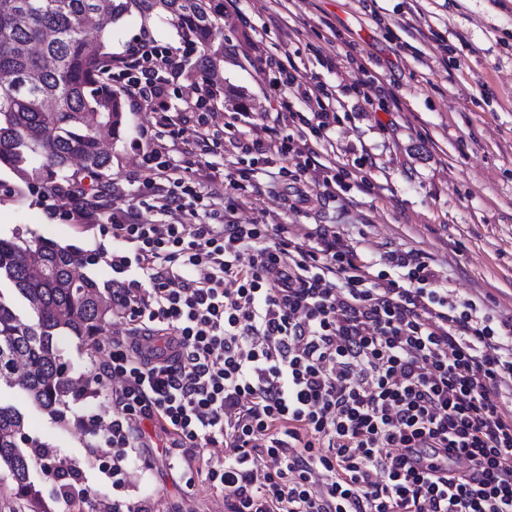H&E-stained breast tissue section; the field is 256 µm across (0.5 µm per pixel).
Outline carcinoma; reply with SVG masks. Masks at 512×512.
I'll list each match as a JSON object with an SVG mask.
<instances>
[{
	"label": "carcinoma",
	"instance_id": "cac0c4a2",
	"mask_svg": "<svg viewBox=\"0 0 512 512\" xmlns=\"http://www.w3.org/2000/svg\"><path fill=\"white\" fill-rule=\"evenodd\" d=\"M136 15L165 20L179 40L200 49L188 78L201 103L224 102V0H0V169L21 183L59 188L75 160L100 180L112 168L102 148L124 122L121 93L104 81L112 69L107 27ZM96 36L89 37L90 32ZM96 258L74 246L18 233L0 236V390L21 394L51 423L65 421L70 400L97 383L68 363L64 344L84 345L112 320V287L84 272ZM29 416L0 400V467L12 486L9 512H48L33 475L53 455L50 443L17 437Z\"/></svg>",
	"mask_w": 512,
	"mask_h": 512
}]
</instances>
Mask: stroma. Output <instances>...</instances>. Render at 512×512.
I'll return each mask as SVG.
<instances>
[{
    "label": "stroma",
    "mask_w": 512,
    "mask_h": 512,
    "mask_svg": "<svg viewBox=\"0 0 512 512\" xmlns=\"http://www.w3.org/2000/svg\"><path fill=\"white\" fill-rule=\"evenodd\" d=\"M223 35L224 81L243 91L247 115L219 105L200 111L184 77L168 82L167 101L183 113L185 137L205 127L218 176L253 168L257 188L228 186L215 198L202 184L199 197L184 198L178 223L332 224L373 257L421 251L447 273L449 289L489 297L512 318V0H235ZM143 37L173 50L178 63L198 55L166 21L134 15L113 25L112 51ZM292 74L322 82L337 99L322 157L349 171L351 190L336 201L313 186L308 204L293 205L281 181L265 175V160L244 149L251 128L269 127L265 140L275 142L276 112L303 110ZM153 124L148 108L126 110L96 208L75 217L68 202L25 187L17 199L0 195V234L18 228L95 253L113 209L161 221L141 166ZM111 393L105 381L74 402L56 440L69 463L89 472L99 506L144 500L151 512H224L223 497L203 478L187 484L160 448L113 486L111 457L88 446Z\"/></svg>",
    "instance_id": "stroma-1"
}]
</instances>
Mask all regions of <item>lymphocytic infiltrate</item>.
Instances as JSON below:
<instances>
[{
    "mask_svg": "<svg viewBox=\"0 0 512 512\" xmlns=\"http://www.w3.org/2000/svg\"><path fill=\"white\" fill-rule=\"evenodd\" d=\"M173 66L144 39L119 69L130 105L176 141L158 76ZM296 88L306 109L276 115L278 173L335 197L348 173L317 148L330 94ZM169 152L141 159L163 214L215 179L200 167L187 181ZM102 233L123 325L96 367L113 383V476L145 459L148 422L169 467L203 476L224 512H512V323L450 291L420 252L373 258L328 224H152L129 210ZM450 449L469 471L452 474Z\"/></svg>",
    "mask_w": 512,
    "mask_h": 512,
    "instance_id": "1",
    "label": "lymphocytic infiltrate"
}]
</instances>
